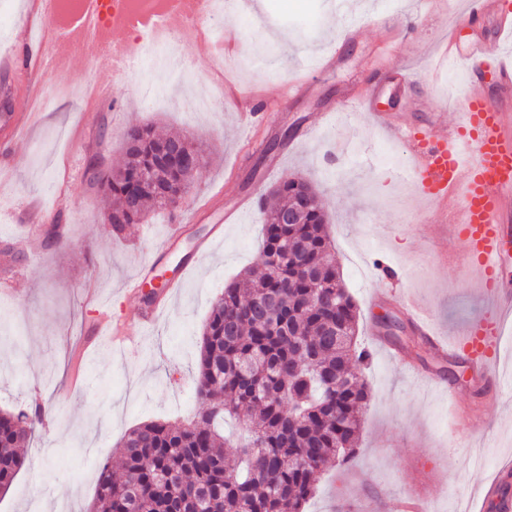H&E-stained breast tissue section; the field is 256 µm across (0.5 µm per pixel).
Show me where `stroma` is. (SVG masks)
Returning a JSON list of instances; mask_svg holds the SVG:
<instances>
[{
	"label": "stroma",
	"instance_id": "obj_1",
	"mask_svg": "<svg viewBox=\"0 0 512 512\" xmlns=\"http://www.w3.org/2000/svg\"><path fill=\"white\" fill-rule=\"evenodd\" d=\"M211 21L251 55L247 70L228 71L241 91L259 90L268 102L265 122L244 125L232 101L199 112L201 94L217 92L218 46L178 33L172 52L186 81L146 65L117 74L97 68L96 81L110 86L111 103L87 104L60 94L54 71L40 74L36 108L0 125V410L48 412L25 450L27 462L6 494L0 512H86L93 504L103 464L117 466V445L133 427L150 420L180 422L204 408L194 390L197 338L211 306L226 285L247 270L262 271V211L229 224L209 253L195 258L193 240L215 214L251 195H266L293 177L312 183L326 211L327 231L345 288L358 306L357 344L367 362L353 370L368 391L356 452L319 478L304 512H356L374 501L394 512L403 490L422 482L428 512H457L475 504L481 486L512 459V391L499 398L479 393L466 365L437 361L415 338L396 306H375L371 296L388 287L384 269L399 274V296L425 302L440 331L475 321L484 299L468 276L461 243L436 235L422 217L434 203L406 177L407 147L373 125L368 112H344L348 91H366L383 69L406 70L423 103L407 123L448 108V91L464 74L438 71L433 61L458 13L475 0H259ZM27 0H0V57L25 35ZM363 24L356 41L340 43L341 20ZM338 49L335 65L311 73L292 89L301 54ZM134 125L158 134L181 133L205 151L178 217L184 221L176 249L156 252L178 217L153 212L140 224L113 231L102 218L109 201L85 174L90 160L117 167L125 133ZM58 216L67 247L50 244L44 227L24 220L31 199ZM151 278L173 269L189 273L166 312L141 330L142 300L124 284L144 262ZM107 300L113 318L125 323L135 359L110 348L83 360L85 381L72 385L67 345L79 342L97 315L84 302L86 289ZM397 347L435 375L456 372V394L440 395L429 382L401 371L387 354ZM481 410L486 429L466 430L456 408Z\"/></svg>",
	"mask_w": 512,
	"mask_h": 512
}]
</instances>
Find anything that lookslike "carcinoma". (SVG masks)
I'll use <instances>...</instances> for the list:
<instances>
[{
  "mask_svg": "<svg viewBox=\"0 0 512 512\" xmlns=\"http://www.w3.org/2000/svg\"><path fill=\"white\" fill-rule=\"evenodd\" d=\"M179 135L126 132L124 166L90 163L89 181L112 199V225L139 224L165 204L162 162ZM262 199L265 272L233 281L211 306L199 338L196 393L207 408L187 424L150 421L119 443L121 473L101 468L93 512H303L319 475L351 458L368 393L353 362L358 307L340 282L319 192L293 178ZM295 223L279 221L284 211ZM268 301L261 315L247 307ZM341 335H336V332ZM247 439L234 457L219 420ZM44 414L0 411V492L25 464L22 448Z\"/></svg>",
  "mask_w": 512,
  "mask_h": 512,
  "instance_id": "carcinoma-1",
  "label": "carcinoma"
}]
</instances>
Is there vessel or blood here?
Returning a JSON list of instances; mask_svg holds the SVG:
<instances>
[{
  "label": "vessel or blood",
  "mask_w": 512,
  "mask_h": 512,
  "mask_svg": "<svg viewBox=\"0 0 512 512\" xmlns=\"http://www.w3.org/2000/svg\"><path fill=\"white\" fill-rule=\"evenodd\" d=\"M28 10L38 17L21 49L1 63L12 71L33 75L51 69L56 53L71 45L72 31L99 28L95 10H88L74 27L46 30L49 0H29ZM495 16L497 31L512 28V0H481L461 12L457 25H477ZM140 43L115 47L113 68L148 53ZM446 62L461 66L466 75L463 94L457 99L456 122L445 113H433L426 126L385 123L386 132L406 141L412 183L424 195L438 200L432 224L452 223L453 232L465 248L468 269L486 293L484 314L459 331L455 340L443 339L431 326L427 304L404 300L403 307L418 336L438 356H464L475 382H500V360L506 352L502 334L512 322V284L503 279L512 269V65L500 61L493 47L477 40L461 44L448 38ZM502 466L497 477L485 483L478 500L481 512H512V494Z\"/></svg>",
  "instance_id": "b4317fda"
}]
</instances>
